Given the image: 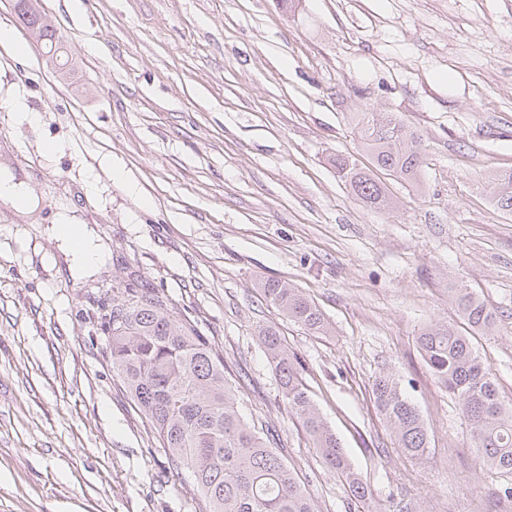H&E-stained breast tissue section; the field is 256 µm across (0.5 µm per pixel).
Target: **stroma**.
Instances as JSON below:
<instances>
[{
  "label": "stroma",
  "mask_w": 512,
  "mask_h": 512,
  "mask_svg": "<svg viewBox=\"0 0 512 512\" xmlns=\"http://www.w3.org/2000/svg\"><path fill=\"white\" fill-rule=\"evenodd\" d=\"M71 64L50 66L0 0V512H208L112 371L115 280L172 298L241 380L319 512H358L283 401L256 336L272 325L370 486L374 512H512L457 399L416 338L455 321L461 283L498 313L475 347L512 401V215L485 176L512 167V0H39ZM39 115L30 125L25 112ZM394 112L422 136L421 189L364 206L331 156L365 160L355 120ZM53 143L54 152L44 150ZM107 246L70 275L53 224ZM284 279L331 333L259 296ZM386 370L421 411L427 458L395 448L370 386Z\"/></svg>",
  "instance_id": "obj_1"
}]
</instances>
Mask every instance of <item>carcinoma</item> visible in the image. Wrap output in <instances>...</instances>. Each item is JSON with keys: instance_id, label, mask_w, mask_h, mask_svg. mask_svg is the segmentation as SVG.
<instances>
[{"instance_id": "carcinoma-1", "label": "carcinoma", "mask_w": 512, "mask_h": 512, "mask_svg": "<svg viewBox=\"0 0 512 512\" xmlns=\"http://www.w3.org/2000/svg\"><path fill=\"white\" fill-rule=\"evenodd\" d=\"M18 22L46 54L65 67L62 36L45 23L33 0H16ZM371 166L350 156L332 159L336 177L367 207L391 208L381 175L419 187L421 140L393 112H364L357 122ZM494 206L512 213V169L485 177ZM264 301L311 333L327 335L322 311L300 289L281 279L259 284ZM460 319L427 325L418 347L432 374L452 394L470 426L480 464L512 476V403L501 398L497 380L480 360L472 341L493 330L495 311L464 285L450 289ZM112 372L155 428L171 462L191 470L209 512H318L314 500L279 457L271 442L250 426L239 406L237 386L224 372V358L201 336L194 321L176 315L175 304L143 283L117 281L112 304L103 305ZM258 339L275 373L284 402L298 419L326 467L342 477L360 503L372 493L350 463L336 434L315 407L286 341L271 326ZM376 409L392 429L397 449L422 459L429 452L426 424L388 371L371 385Z\"/></svg>"}]
</instances>
